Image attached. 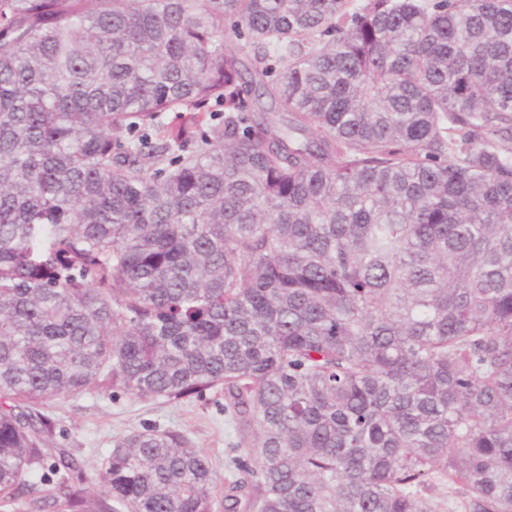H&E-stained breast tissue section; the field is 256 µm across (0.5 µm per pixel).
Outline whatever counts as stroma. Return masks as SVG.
<instances>
[{
    "label": "stroma",
    "instance_id": "stroma-1",
    "mask_svg": "<svg viewBox=\"0 0 512 512\" xmlns=\"http://www.w3.org/2000/svg\"><path fill=\"white\" fill-rule=\"evenodd\" d=\"M223 407L222 395L211 391L180 403L141 400L109 388L65 395L52 400L48 410L54 431L46 451L72 454L82 468L85 487L93 491L101 463L118 439L148 429L171 430L186 435L208 457L221 486L235 473L228 465L235 433Z\"/></svg>",
    "mask_w": 512,
    "mask_h": 512
}]
</instances>
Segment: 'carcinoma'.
<instances>
[{
    "label": "carcinoma",
    "instance_id": "1",
    "mask_svg": "<svg viewBox=\"0 0 512 512\" xmlns=\"http://www.w3.org/2000/svg\"><path fill=\"white\" fill-rule=\"evenodd\" d=\"M111 386L221 391L241 476L152 429L89 496L38 406ZM435 483L512 512V0H0V512Z\"/></svg>",
    "mask_w": 512,
    "mask_h": 512
}]
</instances>
